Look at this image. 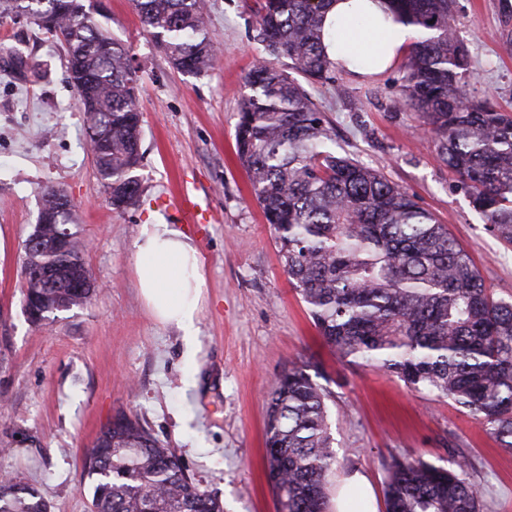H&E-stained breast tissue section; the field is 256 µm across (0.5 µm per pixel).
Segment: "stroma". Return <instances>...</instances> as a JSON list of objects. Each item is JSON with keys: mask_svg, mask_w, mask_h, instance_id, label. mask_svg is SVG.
Returning a JSON list of instances; mask_svg holds the SVG:
<instances>
[{"mask_svg": "<svg viewBox=\"0 0 512 512\" xmlns=\"http://www.w3.org/2000/svg\"><path fill=\"white\" fill-rule=\"evenodd\" d=\"M254 5L203 0L219 57L192 75L156 47L131 0H108V28L138 69L143 114L140 194L120 210L87 149L65 46L29 20L0 21V475L35 485L50 512H90L84 454L124 412L172 448L224 512H276L266 476L268 395L289 362L304 361L332 393L337 476L364 474L379 493L390 455L445 467L463 455L476 466L487 512H512V453L481 421L332 352L290 286L234 139L246 75L263 53ZM454 20L478 92L512 110V0H455ZM401 76L397 65L373 75L339 69L307 91L337 146L383 169L447 224L493 296L511 299L512 250L485 230L415 113L396 105ZM185 179L208 193L214 216L194 240L204 288L191 347L154 319L134 274L142 226L164 220L162 199ZM48 188L74 205L98 290L34 324L20 259Z\"/></svg>", "mask_w": 512, "mask_h": 512, "instance_id": "obj_1", "label": "stroma"}]
</instances>
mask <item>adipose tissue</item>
<instances>
[{"label": "adipose tissue", "mask_w": 512, "mask_h": 512, "mask_svg": "<svg viewBox=\"0 0 512 512\" xmlns=\"http://www.w3.org/2000/svg\"><path fill=\"white\" fill-rule=\"evenodd\" d=\"M324 40L337 67L363 73L371 54L378 70L389 68L415 36L412 27L384 13L380 0H334L325 15ZM135 276L140 293L158 321L193 339L202 297L201 256L179 230L167 224L143 225L136 241Z\"/></svg>", "instance_id": "1"}]
</instances>
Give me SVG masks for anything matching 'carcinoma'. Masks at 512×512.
<instances>
[{
    "label": "carcinoma",
    "mask_w": 512,
    "mask_h": 512,
    "mask_svg": "<svg viewBox=\"0 0 512 512\" xmlns=\"http://www.w3.org/2000/svg\"><path fill=\"white\" fill-rule=\"evenodd\" d=\"M419 39L402 64L397 102L417 113L437 158L500 244L512 249V114L472 87L469 50L456 33L453 0H387ZM156 45L194 75L216 61L202 0H132ZM333 0H256L257 37L294 74L262 57L246 76L235 140L253 194L273 230L284 272L319 335L341 357L398 377L412 391L447 397L476 416L512 452V301L496 300L446 225L404 188L336 151V139L301 81L327 83L336 69L322 46ZM89 0H0V17L25 16L67 48L85 112L94 165L112 206L139 195L141 113L137 70L123 44L93 17ZM38 260L56 280L26 288L45 320L88 296L81 238L72 252ZM291 362L270 393L267 478L284 512H329L336 474L331 391ZM385 512H485L474 467L445 468L412 455L383 461ZM93 512H223L186 474L180 458L139 422L119 413L84 460ZM0 512H48L39 490L0 481Z\"/></svg>",
    "instance_id": "cac0c4a2"
}]
</instances>
